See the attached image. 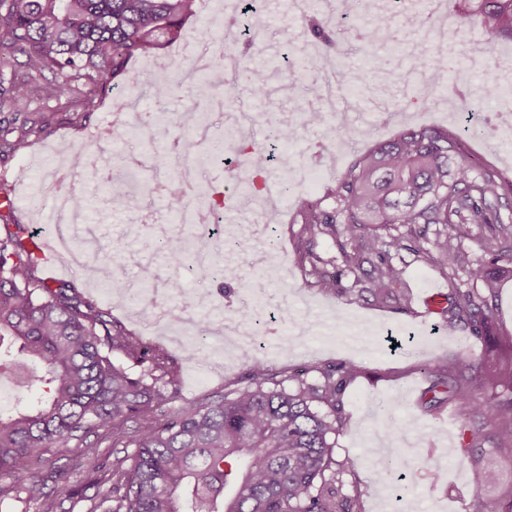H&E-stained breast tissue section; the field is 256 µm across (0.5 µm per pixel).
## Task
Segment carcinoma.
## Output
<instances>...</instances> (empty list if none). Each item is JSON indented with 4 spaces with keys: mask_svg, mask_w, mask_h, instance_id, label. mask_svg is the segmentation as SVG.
<instances>
[{
    "mask_svg": "<svg viewBox=\"0 0 512 512\" xmlns=\"http://www.w3.org/2000/svg\"><path fill=\"white\" fill-rule=\"evenodd\" d=\"M460 24L480 20L491 41L512 40V0H463ZM197 0H0V45L25 57L28 76L9 81L0 77V111L17 110L52 95L40 82L46 70L59 76L56 91L68 97L76 119L127 71L130 62L154 54L165 44L185 38V23L195 14ZM392 16L372 8L358 33L369 43L388 31ZM304 32L330 58L333 71L346 67L347 53L340 33L318 9L301 15ZM224 25V51L213 56L209 68L221 71L227 54L240 65L237 40ZM414 70L424 75L432 60L423 41L409 45ZM9 86H4V82ZM288 81L300 85L309 99L322 96L321 85L306 68L289 70ZM174 83L158 79L144 94L167 97ZM275 137L298 138V127L277 123L274 109L266 114ZM204 114L182 128L178 153L208 158L224 154L227 143L241 140L237 127L224 128L207 150L200 148L198 131ZM86 152L72 153L69 171L91 177L83 168ZM171 180L162 194L169 210L182 215L204 207L212 211L220 200L199 187L194 196L177 190ZM100 201L113 208L124 205L130 186L111 177L99 182ZM336 205L303 201L297 223L311 238L326 235L349 246L343 251L351 271L368 263L371 269L360 284L379 305L409 308L400 288L401 272L388 260L392 251L413 248L443 275L462 272L472 287L448 293V327L466 324L473 336L498 335L495 297L500 285L512 280V179L465 158L459 136L439 127H419L395 140L378 141L358 155L328 190ZM80 212L104 211L85 195L73 199ZM415 224H437L435 238L416 235ZM487 224L491 236L482 242L488 258L469 261L463 240L468 225ZM393 230L380 241L366 226ZM29 233L22 224L0 236V366L16 368L37 363L27 388L37 396L21 397L16 408L0 412V503L9 497L29 510L47 497V482L66 490L72 504L86 512H364L363 492L350 479L356 463L338 461L332 435L345 417L344 393L359 375L357 365L341 361L308 380L300 376L276 379L263 364L251 368V386L207 403H186L160 421L155 411L172 403L175 383L169 358L140 338L112 325L92 300L80 296L72 282L53 285L36 279L38 258L23 243ZM171 259L190 258L184 240L167 243ZM311 256L310 274L322 289L335 287ZM118 351L140 368L117 364ZM429 386L423 403L434 409L445 403L460 416L477 417L493 426L502 451L512 453V350L492 354L481 362L460 357L451 364L427 368ZM481 379L490 394H475L473 380ZM294 382L289 387L287 381ZM129 422L135 424L125 431ZM112 433V447L124 456L112 462L93 456L88 461L90 485L99 488L89 497L70 488V470L54 459L58 448L80 444L99 431ZM490 471L475 466L470 486L482 499L492 481Z\"/></svg>",
    "mask_w": 512,
    "mask_h": 512,
    "instance_id": "cac0c4a2",
    "label": "carcinoma"
}]
</instances>
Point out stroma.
Instances as JSON below:
<instances>
[{"mask_svg":"<svg viewBox=\"0 0 512 512\" xmlns=\"http://www.w3.org/2000/svg\"><path fill=\"white\" fill-rule=\"evenodd\" d=\"M235 3L211 0L210 10L188 22L189 54L171 57L166 50H158V57H170L166 75L176 83L165 100L142 96L134 87V80L153 76L149 60L139 59L118 86L98 99L85 121H73V109L63 97L32 102L23 111H1V141L6 140L7 129L20 125L27 113H40L45 126L31 136L24 152L0 153V185L9 188L19 205L11 214L0 210V234L12 224L26 225L37 236L47 233V225L39 221L40 214L52 207L46 186L65 169L74 150L96 152L97 134L111 121L116 101L135 102L144 113H165V122L155 125L152 134H125L112 152L142 160L137 174L149 185L168 183L183 167L190 171L192 183L222 193L232 216L219 219L208 233L202 257L223 262V276L202 280L190 262L169 260L164 245L179 234L181 219L159 195L139 192L127 208L113 212L109 223L91 229L82 223L73 226L72 237L82 241L79 257L58 263L56 280L75 282L82 297L97 302L113 321L168 355L177 371L180 404L217 399L250 386V363L223 348L220 339L233 335L239 308L255 307L262 344L254 355L270 373L280 378L300 374L311 380L319 368L343 360L360 367V375L344 393L345 419L336 435V458L356 461L355 477L363 491L365 512H478L469 481L473 465L498 473L497 484L487 494L493 502L512 490V456L496 453L492 430L479 421L471 428L481 450L474 455L464 452L453 407L427 411L420 403L428 385L422 365L461 355L478 359L487 352L485 342L473 337L467 327L449 326L444 307L428 310L421 303L436 292L466 287L465 276L439 277L415 252L400 250L392 253L391 261L403 270L411 307L406 312L378 307L370 295L351 293L355 276L347 271L338 242L327 236L309 238L295 219L299 201L324 197L327 188L374 141L394 138L414 126H438L457 133L477 163L512 177V153L506 144L489 145L472 134L482 122H498L499 111L512 109V42H490L476 23L459 27V6L454 0L446 19L399 0L391 31L367 46L356 36L366 11L364 0H329L334 14L342 18L348 67L332 84L331 102H314L291 88L282 69L290 63L320 65L321 49L298 27V13L281 15L279 0H263L262 7L273 21L250 36L245 66L264 72L267 95L280 118L298 121L302 107L322 114L321 124L301 129L293 142L278 144L260 113L261 102L246 86H239L236 97L225 99L224 84L230 74H212V85L204 94L184 91L179 85L193 56L222 51L221 18L233 12ZM436 29L446 33L448 49L434 53L432 67L423 77L412 71L405 48L431 37ZM490 45L507 63L506 73L488 68L484 50ZM398 71L408 72V83L394 82ZM423 79L431 95L420 99L410 87ZM494 84L500 87L499 95L484 100L482 89ZM193 109L205 113L208 136H221L225 126L235 125L244 129L253 147L274 146L291 155L295 171L288 178L278 175L275 163H265L262 169L268 183H286L284 199L269 198L263 191L242 194L237 172L226 171L216 161L192 159L178 166L177 122L189 120ZM339 125L349 127L351 133L346 141L335 144L331 138ZM115 240L123 243L118 256L104 259ZM308 249L337 275L343 295L317 285L309 262L302 258ZM114 279L123 282L122 291L108 290V281ZM174 281L179 290H171ZM203 316L212 320L211 333L195 356H187L190 323ZM373 448L399 449L404 466L378 470L369 458Z\"/></svg>","mask_w":512,"mask_h":512,"instance_id":"obj_1","label":"stroma"}]
</instances>
